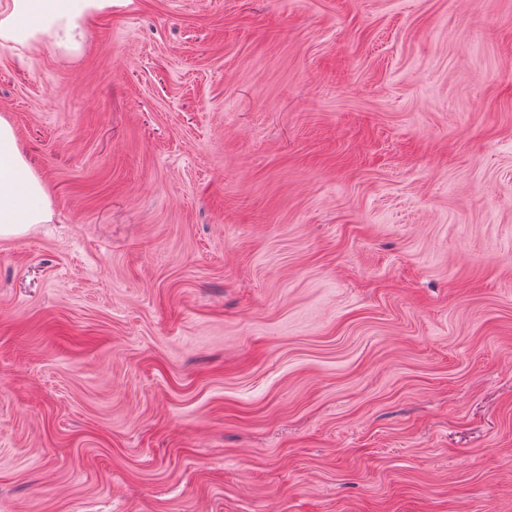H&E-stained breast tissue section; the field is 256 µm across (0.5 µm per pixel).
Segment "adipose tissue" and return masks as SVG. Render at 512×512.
<instances>
[{
  "label": "adipose tissue",
  "instance_id": "1",
  "mask_svg": "<svg viewBox=\"0 0 512 512\" xmlns=\"http://www.w3.org/2000/svg\"><path fill=\"white\" fill-rule=\"evenodd\" d=\"M112 0H0V47L77 48L85 20ZM52 218L50 193L30 168L12 121L0 116V237L25 234Z\"/></svg>",
  "mask_w": 512,
  "mask_h": 512
}]
</instances>
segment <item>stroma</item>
I'll use <instances>...</instances> for the list:
<instances>
[{"label":"stroma","instance_id":"obj_1","mask_svg":"<svg viewBox=\"0 0 512 512\" xmlns=\"http://www.w3.org/2000/svg\"><path fill=\"white\" fill-rule=\"evenodd\" d=\"M2 114L0 512H512V0H116ZM52 218L50 193L30 168L12 121L0 116V237L25 234Z\"/></svg>","mask_w":512,"mask_h":512}]
</instances>
